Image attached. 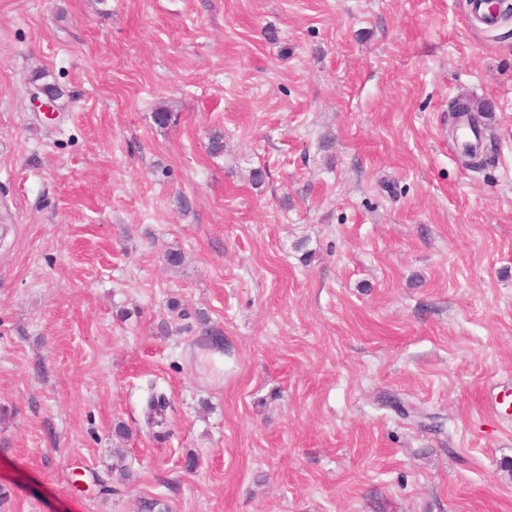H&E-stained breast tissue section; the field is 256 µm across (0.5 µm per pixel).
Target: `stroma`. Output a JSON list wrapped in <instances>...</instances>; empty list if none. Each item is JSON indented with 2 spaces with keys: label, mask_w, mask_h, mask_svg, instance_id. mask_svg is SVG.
<instances>
[{
  "label": "stroma",
  "mask_w": 512,
  "mask_h": 512,
  "mask_svg": "<svg viewBox=\"0 0 512 512\" xmlns=\"http://www.w3.org/2000/svg\"><path fill=\"white\" fill-rule=\"evenodd\" d=\"M460 97L492 106L478 171ZM153 501L512 512V20L0 0V512Z\"/></svg>",
  "instance_id": "stroma-1"
}]
</instances>
